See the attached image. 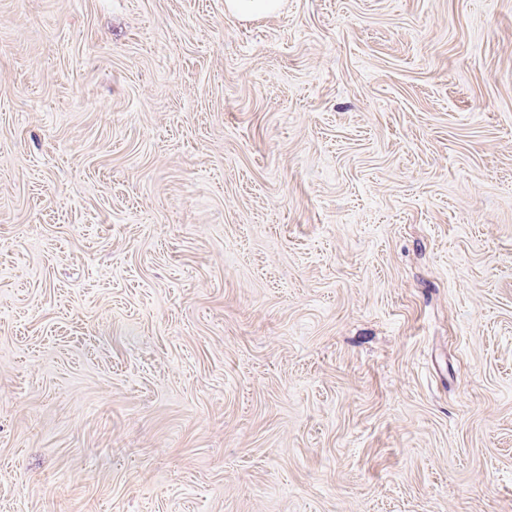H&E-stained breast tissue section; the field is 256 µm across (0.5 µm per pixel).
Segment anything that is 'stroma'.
Here are the masks:
<instances>
[{"label":"stroma","instance_id":"obj_1","mask_svg":"<svg viewBox=\"0 0 512 512\" xmlns=\"http://www.w3.org/2000/svg\"><path fill=\"white\" fill-rule=\"evenodd\" d=\"M0 512H512V0H0ZM227 10L242 17L270 15L282 6L281 0H226Z\"/></svg>","mask_w":512,"mask_h":512}]
</instances>
